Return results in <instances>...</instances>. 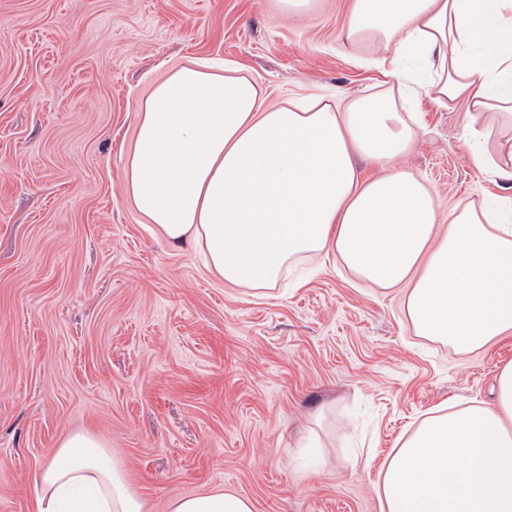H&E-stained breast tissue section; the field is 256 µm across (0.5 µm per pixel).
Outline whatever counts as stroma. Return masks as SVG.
<instances>
[{
    "mask_svg": "<svg viewBox=\"0 0 512 512\" xmlns=\"http://www.w3.org/2000/svg\"><path fill=\"white\" fill-rule=\"evenodd\" d=\"M351 0H0V512L67 434L101 437L145 512L224 489L253 512H380L377 472L430 410L492 405L512 335L461 356L415 336L402 295L334 259L255 296L171 248L123 194L138 107L192 60L236 64L270 103L395 87L343 41ZM401 158L441 211L512 195L460 141L465 104L420 89ZM326 409L328 453L307 442Z\"/></svg>",
    "mask_w": 512,
    "mask_h": 512,
    "instance_id": "1",
    "label": "stroma"
}]
</instances>
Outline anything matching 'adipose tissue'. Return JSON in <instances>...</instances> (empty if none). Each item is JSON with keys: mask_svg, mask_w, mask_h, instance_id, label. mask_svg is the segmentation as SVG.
<instances>
[{"mask_svg": "<svg viewBox=\"0 0 512 512\" xmlns=\"http://www.w3.org/2000/svg\"><path fill=\"white\" fill-rule=\"evenodd\" d=\"M344 38L369 64L430 68L446 107L466 102L462 141L480 172L512 180V0H352ZM399 92L278 105L235 68L190 62L139 106L125 195L173 247L225 283L266 295L291 270L334 258L374 287L405 291L414 335L469 354L512 335V198L442 214L427 180L399 164L419 141ZM376 167L364 176L361 163ZM381 512H512V363L493 406H449L386 458ZM33 512H144L105 442L68 435L37 471ZM172 512H253L242 495L177 499Z\"/></svg>", "mask_w": 512, "mask_h": 512, "instance_id": "ef3b65f1", "label": "adipose tissue"}]
</instances>
